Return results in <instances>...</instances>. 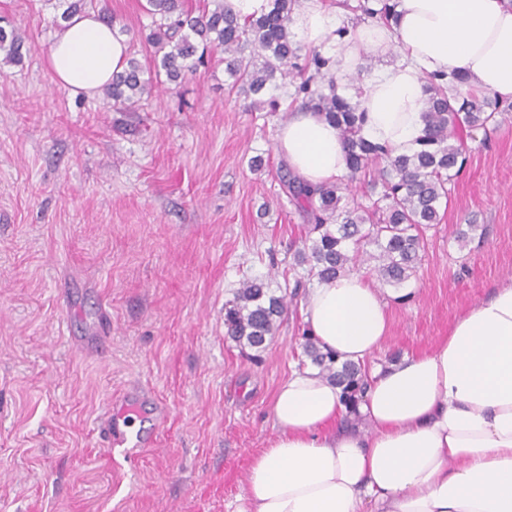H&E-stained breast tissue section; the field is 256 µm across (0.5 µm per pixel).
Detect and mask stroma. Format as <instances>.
<instances>
[{"instance_id":"obj_1","label":"stroma","mask_w":512,"mask_h":512,"mask_svg":"<svg viewBox=\"0 0 512 512\" xmlns=\"http://www.w3.org/2000/svg\"><path fill=\"white\" fill-rule=\"evenodd\" d=\"M102 3L151 68L147 0ZM59 15L49 0H0L29 46L0 69V512H231L276 435L273 395L302 355L301 311L258 354L224 329L243 280H295L304 218L276 153L294 104L282 88L266 111L216 60L130 109L72 93L46 62ZM464 142L412 300L382 290L390 334L378 364L430 350L512 278V112ZM465 224L484 236L462 249ZM104 322L111 344L99 359L75 339ZM131 387L166 418L130 462L101 447L97 417Z\"/></svg>"}]
</instances>
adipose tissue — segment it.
<instances>
[{
    "label": "adipose tissue",
    "mask_w": 512,
    "mask_h": 512,
    "mask_svg": "<svg viewBox=\"0 0 512 512\" xmlns=\"http://www.w3.org/2000/svg\"><path fill=\"white\" fill-rule=\"evenodd\" d=\"M292 38L335 60L336 76L364 56L395 52L346 95L365 114L363 135L394 153L423 135L428 80L512 101V0H399L391 24L344 28L334 0H304ZM125 37L97 12L74 16L47 54L54 80L94 95L122 70ZM277 154L302 182L344 178L346 155L319 113H291ZM388 304L353 269L310 288L305 322L326 350L363 363L389 335ZM359 405L368 430L347 424L341 391L295 370L272 402L277 435L251 462L234 512H512V278L465 309L430 351L370 370Z\"/></svg>",
    "instance_id": "ef3b65f1"
}]
</instances>
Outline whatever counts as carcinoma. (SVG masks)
I'll use <instances>...</instances> for the list:
<instances>
[{"label": "carcinoma", "instance_id": "1", "mask_svg": "<svg viewBox=\"0 0 512 512\" xmlns=\"http://www.w3.org/2000/svg\"><path fill=\"white\" fill-rule=\"evenodd\" d=\"M397 5L398 0H358L356 9L367 19L387 23L396 18ZM93 6L95 0H58V31H65L64 21ZM302 6L303 0H274L269 14L241 22L224 12V0H211V8L197 15L184 10L182 0H148L156 25L148 41L159 63L147 71L128 60L127 67L101 89L103 98L132 108L162 83L161 76L176 82L205 58L219 54L235 82L254 94L267 92L277 80L292 87L295 101L339 130L349 168L345 180L319 188L301 183L287 170L281 175L283 187L308 221L302 247L294 254L295 266L320 283L364 265L381 285L400 289L416 278L425 251L424 233L440 223L441 204L448 202L464 167L460 132L496 128L498 117L511 111L512 103L464 89L465 79L458 75L446 88L431 81L426 86L420 147L395 155L363 136L364 113L338 93L332 74L335 62L316 49L302 52L291 39L288 23ZM26 44L24 31L8 22L0 25L3 63H21ZM370 170L374 175L366 200L348 206L344 191ZM287 309V295L275 294L262 278L246 279L225 308V335L244 349L261 352ZM301 347V366L310 365L335 383L347 408V422L361 423L357 406L368 382L366 365L338 360L306 334Z\"/></svg>", "mask_w": 512, "mask_h": 512}]
</instances>
